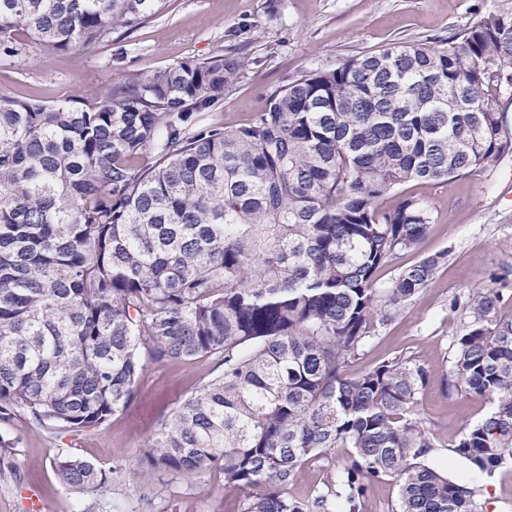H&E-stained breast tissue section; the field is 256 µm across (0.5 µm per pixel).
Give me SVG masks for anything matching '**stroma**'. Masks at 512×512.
I'll use <instances>...</instances> for the list:
<instances>
[{
    "instance_id": "stroma-1",
    "label": "stroma",
    "mask_w": 512,
    "mask_h": 512,
    "mask_svg": "<svg viewBox=\"0 0 512 512\" xmlns=\"http://www.w3.org/2000/svg\"><path fill=\"white\" fill-rule=\"evenodd\" d=\"M512 12V0H168L162 14L137 31L64 53H45L22 37L16 55L0 53V91L18 99L62 102L92 92L127 73L148 74L185 58L235 53L247 65L224 90L223 101L200 115L202 125L234 127L266 108L284 79L336 67L346 57L405 40L440 39L467 27L479 13ZM433 210L434 222L418 250L400 262L447 251L429 288L396 320L376 330L367 353L349 374L406 353L428 371L420 416L442 442L431 461L449 476L470 477L449 441L489 411L486 398L448 396L443 379L458 315L450 303L475 287L499 289L500 313L512 319V157L490 172L444 184L413 186ZM216 360L147 361L127 410L100 428L55 435L19 412L0 423L15 442L5 458L11 478L0 480V512H29L27 492L37 489L44 512H241L239 495L224 478L205 471L190 478L156 471L132 478L145 440L158 433L181 401L217 376ZM72 453L112 471L101 491L79 494L60 484L53 460ZM484 512H512V471L475 478Z\"/></svg>"
}]
</instances>
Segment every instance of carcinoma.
<instances>
[{
    "instance_id": "cac0c4a2",
    "label": "carcinoma",
    "mask_w": 512,
    "mask_h": 512,
    "mask_svg": "<svg viewBox=\"0 0 512 512\" xmlns=\"http://www.w3.org/2000/svg\"><path fill=\"white\" fill-rule=\"evenodd\" d=\"M166 0H0V47L20 35L65 52L134 32ZM512 13L445 39L409 40L286 80L266 109L197 128L244 66L234 54L129 74L61 103L0 92V419L53 433L97 429L129 407L145 358L224 366L148 439L133 476L217 469L241 512H482V488L428 456L427 371L411 355L356 377L370 327L426 288L442 252L378 271L432 223L404 192L495 169L512 154L500 109ZM389 194L397 204L381 207ZM500 293L455 298L450 396L492 408L449 444L473 471L512 459V319ZM325 489L288 496L305 464ZM58 481L98 491L112 472L72 456ZM397 487L391 478L372 484L369 491L370 512L387 511L388 507L396 501Z\"/></svg>"
}]
</instances>
